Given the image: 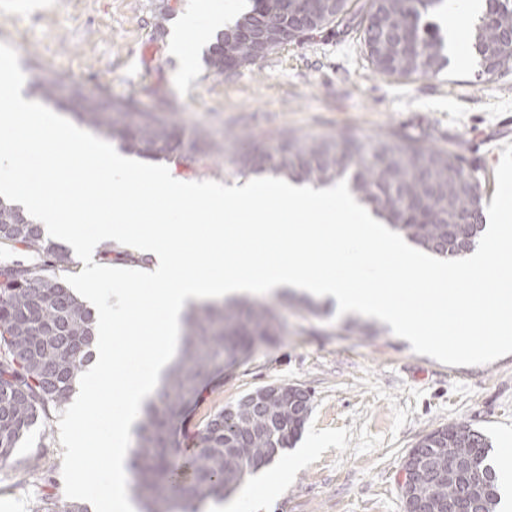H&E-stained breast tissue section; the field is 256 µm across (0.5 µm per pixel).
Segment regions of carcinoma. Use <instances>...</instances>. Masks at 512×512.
<instances>
[{
  "instance_id": "cac0c4a2",
  "label": "carcinoma",
  "mask_w": 512,
  "mask_h": 512,
  "mask_svg": "<svg viewBox=\"0 0 512 512\" xmlns=\"http://www.w3.org/2000/svg\"><path fill=\"white\" fill-rule=\"evenodd\" d=\"M444 0H369L362 35L367 54L382 75L433 78L448 66L444 38L432 21ZM303 5L292 0H254L253 8L234 29L258 23L281 25ZM351 14L350 0H314L310 27H295L296 41L332 28ZM512 31V0H486L472 32V48L480 60L479 76H492L512 66V49L503 35ZM239 67L259 63L252 45L232 32L224 47L210 44L203 54L209 73L230 74L224 56ZM36 87L48 100L63 101L80 121L117 138L122 150L144 159L208 168L215 161L233 176L271 174L314 187L341 180L361 202L410 242L441 256L472 252L483 229L478 183L452 150L424 145L396 132L363 140L353 133L306 135L286 128L255 134L225 132L221 143L195 132L191 152L177 141L182 127L170 113L141 109L134 99L93 98L62 77L41 76ZM22 210L0 200V247L24 248L36 255L32 265L0 263V461H8L17 445L38 422H47L70 402L76 383L92 357L95 336L90 309L56 272L72 264L69 250L43 236L41 225ZM102 258L144 265L147 259L106 248ZM280 304L235 298L191 306L184 314L182 347L165 372L156 398L148 402L138 426L137 446L128 467L134 476L141 512H198L208 499L234 491L244 478L270 463L284 450V440L300 430L276 399L263 407L237 401L229 412L211 416L196 434V453L189 460L176 451V424L183 408L196 402L200 388L224 378L261 347L284 335ZM448 438L437 449L438 464L453 456L471 462L491 480L474 483L465 472L454 481L420 475L403 492L411 500L425 498L436 512L448 503L475 501L477 512H496L498 478L487 463L492 445L480 430L451 422L441 427ZM34 512H89L72 502L58 506L43 496Z\"/></svg>"
}]
</instances>
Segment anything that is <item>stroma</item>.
I'll list each match as a JSON object with an SVG mask.
<instances>
[{
	"label": "stroma",
	"mask_w": 512,
	"mask_h": 512,
	"mask_svg": "<svg viewBox=\"0 0 512 512\" xmlns=\"http://www.w3.org/2000/svg\"><path fill=\"white\" fill-rule=\"evenodd\" d=\"M197 0H0V42L13 46L25 74L22 92L37 98V75H60L86 92L175 113L186 131L286 128L299 134L349 131L367 138L396 131L463 155L484 204L496 192L495 169L512 143V69L479 79L476 58L434 78L377 73L360 27L340 26L302 43L281 46L257 65L209 76L203 46H194V72L169 54L157 23L172 27ZM167 18H160L162 6ZM287 332L233 373L203 390L179 425L178 452L191 456L206 418L269 384L298 385L312 410L298 439L248 477L263 485L314 437L319 452L297 470L278 498L252 512H405L399 471L415 442L451 422L484 432L500 455L512 434V354L476 366H448L413 352L389 325L362 330L364 316H337L333 303L310 311L301 293L283 308ZM57 421L37 424L14 461L0 463V512L17 504L33 512L38 499L67 504ZM38 458L41 476L19 461Z\"/></svg>",
	"instance_id": "1"
}]
</instances>
